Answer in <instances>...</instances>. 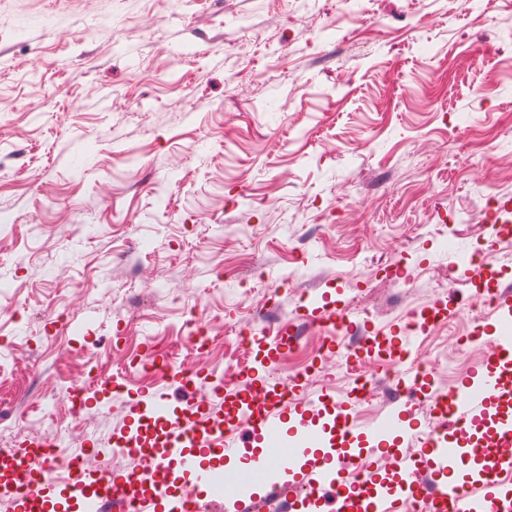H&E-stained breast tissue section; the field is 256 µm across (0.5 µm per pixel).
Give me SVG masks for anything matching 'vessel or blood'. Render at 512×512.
Masks as SVG:
<instances>
[{
	"label": "vessel or blood",
	"instance_id": "1",
	"mask_svg": "<svg viewBox=\"0 0 512 512\" xmlns=\"http://www.w3.org/2000/svg\"><path fill=\"white\" fill-rule=\"evenodd\" d=\"M489 345L492 370L463 381L442 400L443 411L452 423L451 430L432 428L423 432L420 457L396 456L399 489L390 488L368 465L363 449L353 446L357 428L344 409L332 418L335 444H328L318 431L306 427L297 443L290 447L287 462H280L273 454L266 453L252 457L251 467L245 471L198 470L193 449H217L232 454L235 450L232 432L227 427L201 426L197 412L189 408L170 412L168 396L160 390L146 399L158 421L167 425L163 447L147 460V475L155 486L152 495L135 492L128 477L110 476L106 483L135 501L138 512H146L155 498L163 494L159 485L163 474L178 467L230 501L235 512H256L258 505L276 504V494L285 487L286 477L299 467L308 471L305 485L310 501L331 498L336 512H435L440 505L451 507L452 512H512V500L496 493L501 482L512 479V418L500 419L488 444H478L469 436L473 423L484 415L488 399L500 390L504 377L512 374V333L504 331L490 337ZM281 404L278 394L254 384L235 394L231 411L243 419L252 432L272 441L278 438L285 419ZM350 467L363 474L367 490L362 495L350 493L343 482V473ZM429 469L447 472L450 479L433 482L426 498H416L420 474ZM257 471L261 472L266 488L260 500L252 493L253 474ZM459 472L470 474L469 486L452 481V474ZM63 490L69 497L81 499L85 512H112V495H83L75 480L66 483Z\"/></svg>",
	"mask_w": 512,
	"mask_h": 512
}]
</instances>
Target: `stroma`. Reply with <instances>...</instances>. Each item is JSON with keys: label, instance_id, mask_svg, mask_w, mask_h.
<instances>
[{"label": "stroma", "instance_id": "obj_1", "mask_svg": "<svg viewBox=\"0 0 512 512\" xmlns=\"http://www.w3.org/2000/svg\"><path fill=\"white\" fill-rule=\"evenodd\" d=\"M361 4L349 23L340 0H0V427L17 441L54 425L109 448L136 431L135 403L164 386L145 355L194 371L171 407L218 418L214 380L242 355L268 388L298 379L308 424L335 404L363 428L400 415L390 442L411 455L439 421L428 397L487 368V345L459 354L434 327L411 347L447 367L364 404L346 357L448 283L458 334L512 326L476 321L461 263L493 259L512 291V246L483 212L494 200L512 225V0ZM303 294L343 304L351 329L307 325ZM286 326L297 345L274 353ZM93 369L127 391L90 387L78 425L67 391Z\"/></svg>", "mask_w": 512, "mask_h": 512}]
</instances>
